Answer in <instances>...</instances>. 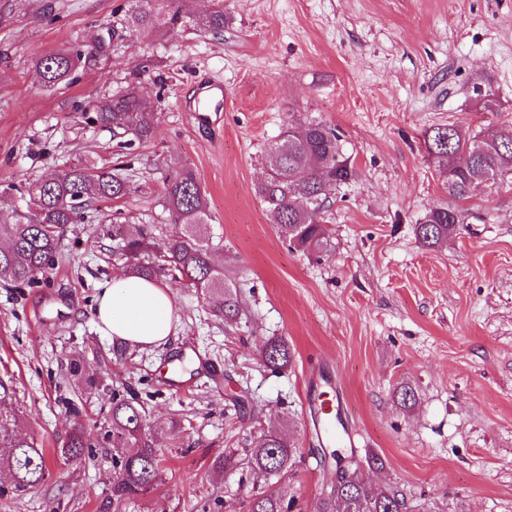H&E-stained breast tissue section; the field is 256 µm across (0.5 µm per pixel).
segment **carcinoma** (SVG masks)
I'll return each instance as SVG.
<instances>
[{
	"label": "carcinoma",
	"instance_id": "1",
	"mask_svg": "<svg viewBox=\"0 0 512 512\" xmlns=\"http://www.w3.org/2000/svg\"><path fill=\"white\" fill-rule=\"evenodd\" d=\"M155 0H127L123 23L134 35L158 30L164 22L154 8ZM198 26L213 34L224 30V3L216 0L209 13L197 20ZM80 49H62L41 58L39 72L44 83L54 86L70 78L82 60ZM95 121L116 135L129 133L140 141L155 133V115L134 90L103 100L93 106ZM428 156L443 166L442 154L450 149L456 164L448 171L444 189L448 204L430 208L415 225L420 246L434 248L448 240L465 223V210L459 203L471 197L481 183L512 175V124H504L484 134L470 133L455 124L431 127L425 132ZM353 169L343 158L336 130L311 122L301 131H290L271 148L267 175L256 193L267 205L268 220L289 244L308 252L321 253L327 247L326 229L320 214L329 190L346 183ZM131 186L120 169L75 166L54 177L26 187L28 215L10 224H0V281L35 284L38 275L56 254L58 235L67 224H74L96 201L127 197ZM164 207L170 213L175 231L168 239L162 262L134 261L147 248L146 234L127 224L112 225V239L123 244L133 262L124 272L150 279L168 269L178 271L187 285L213 302L224 319L232 322L240 312L237 294L224 282V268L217 264L207 235L211 220L208 201L201 192L189 165L177 167L166 179ZM288 341L268 340L261 349L265 366L281 370L292 361ZM416 390L403 384L394 400L403 408L416 405ZM146 414L135 398L112 399V447L123 452L114 457L116 479L112 499L120 503L143 491L158 478L161 459L145 433ZM0 446L11 449L7 465L12 471L13 489L25 491L39 484L48 471L43 449L34 440L0 424ZM91 443L81 425H76L61 448L69 460H80ZM297 460L295 441L279 430L260 436L243 457L230 450L218 458L219 469L242 468L258 476L283 478L294 471ZM347 470L345 477L330 487L319 502L318 512H409L405 496L391 485H376L363 478L359 468L346 469L336 459V470ZM246 512H293L295 503L287 491L275 483L254 487L244 500Z\"/></svg>",
	"mask_w": 512,
	"mask_h": 512
}]
</instances>
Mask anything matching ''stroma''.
Returning a JSON list of instances; mask_svg holds the SVG:
<instances>
[{
  "mask_svg": "<svg viewBox=\"0 0 512 512\" xmlns=\"http://www.w3.org/2000/svg\"><path fill=\"white\" fill-rule=\"evenodd\" d=\"M125 5L0 0V220L26 213L21 187L80 164L114 167L118 139L96 123L94 103L133 84L157 119L124 169L131 194L67 225L37 284L0 283L5 426L33 437L49 465L14 493L0 447V512H243L252 477L213 462L274 428L297 444L289 492L299 512H316L331 479L313 457V369L331 377L355 457L385 463L363 468L366 479L426 512H512V176L464 202L467 222L447 243L426 249L413 233L448 200L425 130L512 123V0H224L218 35L195 24L213 0H176L174 28L135 40ZM75 45L88 57L45 87L40 58ZM203 78L224 84L221 118L185 105ZM312 121L336 128L354 170L327 196L319 254L290 247L255 192L271 145ZM176 163L208 200L240 315L225 322L166 273L175 336L120 362L94 319L98 284L125 262L112 217L145 228L159 259L174 230L162 196ZM271 338L290 344L287 370L262 362ZM191 351L210 371L188 362L187 387L170 389V362ZM403 383L418 393L409 410L393 400ZM125 389L143 403L163 463L152 488L118 504L108 433ZM236 392L249 400L240 415ZM77 424L91 449L69 462L59 449Z\"/></svg>",
  "mask_w": 512,
  "mask_h": 512,
  "instance_id": "obj_1",
  "label": "stroma"
}]
</instances>
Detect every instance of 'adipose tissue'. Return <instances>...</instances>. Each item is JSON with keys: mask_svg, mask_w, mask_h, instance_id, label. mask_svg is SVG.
<instances>
[{"mask_svg": "<svg viewBox=\"0 0 512 512\" xmlns=\"http://www.w3.org/2000/svg\"><path fill=\"white\" fill-rule=\"evenodd\" d=\"M172 292L155 280L123 275L99 283L95 319L102 335L142 349L174 336Z\"/></svg>", "mask_w": 512, "mask_h": 512, "instance_id": "adipose-tissue-1", "label": "adipose tissue"}]
</instances>
